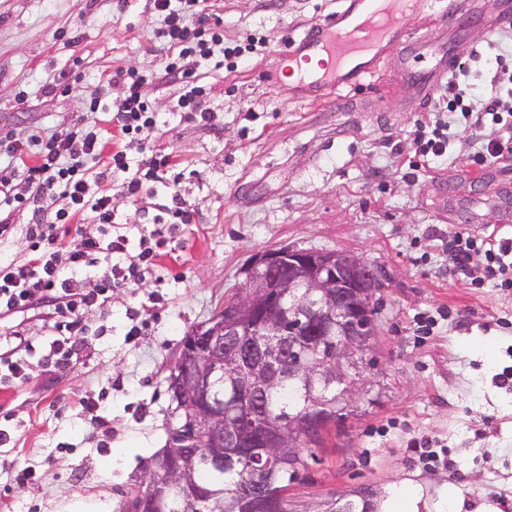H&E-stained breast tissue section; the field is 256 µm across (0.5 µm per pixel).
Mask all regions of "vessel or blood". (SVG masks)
Segmentation results:
<instances>
[{
  "label": "vessel or blood",
  "mask_w": 512,
  "mask_h": 512,
  "mask_svg": "<svg viewBox=\"0 0 512 512\" xmlns=\"http://www.w3.org/2000/svg\"><path fill=\"white\" fill-rule=\"evenodd\" d=\"M419 0H342L340 9L289 36L281 54L301 81L302 98L318 103L356 88L392 64L402 90L428 100L447 80L466 43L462 32L476 0H433L441 24L434 38L417 25Z\"/></svg>",
  "instance_id": "vessel-or-blood-1"
}]
</instances>
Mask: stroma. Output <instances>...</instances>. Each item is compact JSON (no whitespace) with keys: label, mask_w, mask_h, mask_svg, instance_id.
Wrapping results in <instances>:
<instances>
[{"label":"stroma","mask_w":512,"mask_h":512,"mask_svg":"<svg viewBox=\"0 0 512 512\" xmlns=\"http://www.w3.org/2000/svg\"><path fill=\"white\" fill-rule=\"evenodd\" d=\"M208 5L226 44L245 50L207 93L217 127L179 118L180 84L146 88L196 221L174 236L160 275L80 313L83 346L69 365L44 366L53 322L25 315V338L11 346L28 357V377L0 385V512H120L178 420L167 378L183 337L235 292L253 254L284 246L362 256L385 284L376 384L290 485L288 512L363 487L382 507L408 491L417 512H512V288L479 270L451 276L445 254L458 231L512 238L499 197L512 192V157L473 164L477 146L461 126L447 155L414 154V123L432 105L398 93L390 68L348 93L344 110L269 84L286 36L338 0ZM159 24L149 0H0V133L62 138L91 100L118 101L120 86L103 75L154 68ZM465 37L478 88L487 59L512 54V27L473 22ZM62 75L74 89L45 93ZM425 310L445 319L421 336L414 317ZM419 442L445 449L447 465H423ZM26 467L36 480L19 479Z\"/></svg>","instance_id":"1"}]
</instances>
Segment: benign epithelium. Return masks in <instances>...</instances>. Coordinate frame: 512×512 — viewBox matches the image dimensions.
I'll use <instances>...</instances> for the list:
<instances>
[{"mask_svg":"<svg viewBox=\"0 0 512 512\" xmlns=\"http://www.w3.org/2000/svg\"><path fill=\"white\" fill-rule=\"evenodd\" d=\"M382 292L373 267L345 252L315 249H275L255 255L233 301L195 327L180 350L167 379V392L180 412L169 444L149 463L139 486L126 494L131 503L145 485L149 493L131 512H153L160 494L185 490L199 449H206L215 466L229 459L258 471L268 449L283 438L303 446L311 433L312 415L273 423L260 414L258 398L266 387L287 377L302 378L312 397L315 386L339 387L350 405L374 387L369 370L379 324L371 311ZM336 339V364L316 372L303 360L310 336ZM233 369L241 400L224 406L215 389L224 369Z\"/></svg>","mask_w":512,"mask_h":512,"instance_id":"benign-epithelium-1","label":"benign epithelium"}]
</instances>
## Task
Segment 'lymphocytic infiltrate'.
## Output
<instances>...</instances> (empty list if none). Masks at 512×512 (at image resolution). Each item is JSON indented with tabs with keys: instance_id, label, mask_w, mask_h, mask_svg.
<instances>
[{
	"instance_id": "lymphocytic-infiltrate-1",
	"label": "lymphocytic infiltrate",
	"mask_w": 512,
	"mask_h": 512,
	"mask_svg": "<svg viewBox=\"0 0 512 512\" xmlns=\"http://www.w3.org/2000/svg\"><path fill=\"white\" fill-rule=\"evenodd\" d=\"M206 2L151 0L161 19L152 47L158 68L148 74L132 68L113 73V82L123 86L115 106L91 102L87 118L63 138H0V240L13 235L9 217L15 210L31 214L28 252L0 263V317L29 311L40 302L51 306L58 332L51 344L56 363H69L75 352L73 316L95 305L109 289L130 287L142 272L154 270L172 235L195 221V206L170 179L176 167L173 153L155 143L161 120L145 88L157 81L180 83L179 105L185 117L213 126L215 116L204 106L205 88L199 80L203 74L223 71L225 59L238 56L239 50L226 46L224 28L211 22ZM495 63L480 99L466 81V69L456 68L446 92L415 122L413 144L421 155L447 153L452 128L458 124L481 140L476 164L512 154V62L499 55ZM100 111L119 135L117 148L109 154L96 117ZM489 123L498 126L499 134L486 141L480 134ZM17 178L23 180L25 194L16 193ZM106 180L119 182L133 207L144 192L157 196L152 230L122 222L111 196L99 189ZM86 216L99 224L98 236L84 237L72 248L64 246L59 225L77 224ZM448 253L453 273L463 276L477 265L491 279L512 268V239H479L459 232L449 239ZM76 273L98 276L97 288L73 292L68 277Z\"/></svg>"
}]
</instances>
